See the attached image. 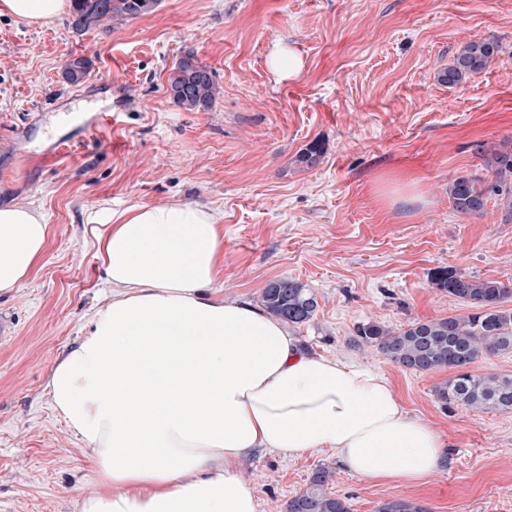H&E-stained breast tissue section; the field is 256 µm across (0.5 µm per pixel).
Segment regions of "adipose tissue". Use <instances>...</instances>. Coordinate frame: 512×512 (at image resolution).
<instances>
[{"instance_id":"ef3b65f1","label":"adipose tissue","mask_w":512,"mask_h":512,"mask_svg":"<svg viewBox=\"0 0 512 512\" xmlns=\"http://www.w3.org/2000/svg\"><path fill=\"white\" fill-rule=\"evenodd\" d=\"M69 7L0 0V16L38 24ZM88 221L111 298L46 382L101 484L77 512H258L238 471L254 451L328 452L398 486L445 466L443 435L381 373L306 352L263 309L223 296L224 229L209 205L136 203ZM48 238L39 208H0V293L30 278Z\"/></svg>"}]
</instances>
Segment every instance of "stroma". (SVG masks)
Instances as JSON below:
<instances>
[{
    "mask_svg": "<svg viewBox=\"0 0 512 512\" xmlns=\"http://www.w3.org/2000/svg\"><path fill=\"white\" fill-rule=\"evenodd\" d=\"M69 21L0 16V206L39 207L50 229L32 277L0 295V512H75L97 493L89 453L45 388L109 299L87 215L175 199L222 219L226 297L257 304L272 281L306 284L318 308L290 327L300 346L383 373L449 445L446 466L410 487L358 478L327 453H246L239 470L260 512H284L322 467L352 512L393 497L512 512V411L444 410L433 388L448 371L413 373L350 343L370 321L467 314L433 285L438 269L512 283V214L493 197L464 215L448 198L454 177L487 175L483 148L512 151V0H158L82 33ZM479 39L498 46L487 67L441 82ZM278 45L300 54L297 75L270 70ZM189 53L216 74L210 111L166 91ZM79 56L92 68L71 85L63 66ZM75 109L96 127L60 122ZM62 138L60 157L41 163ZM312 143L323 154L307 167L297 157Z\"/></svg>",
    "mask_w": 512,
    "mask_h": 512,
    "instance_id": "1",
    "label": "stroma"
}]
</instances>
